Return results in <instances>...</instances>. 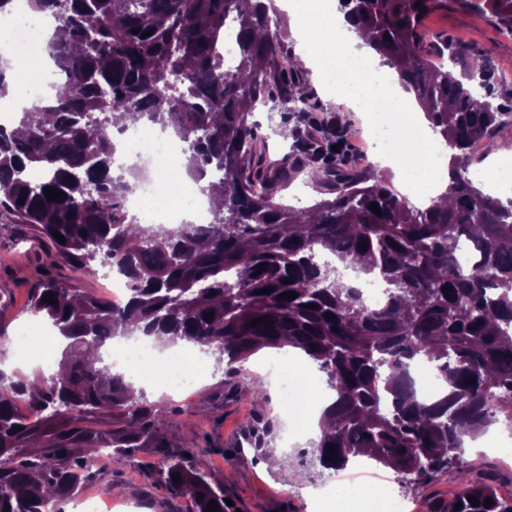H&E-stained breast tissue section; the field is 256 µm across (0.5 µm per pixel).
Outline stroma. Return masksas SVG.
Listing matches in <instances>:
<instances>
[{"label":"stroma","mask_w":512,"mask_h":512,"mask_svg":"<svg viewBox=\"0 0 512 512\" xmlns=\"http://www.w3.org/2000/svg\"><path fill=\"white\" fill-rule=\"evenodd\" d=\"M424 37L430 43L448 39L461 46L463 54L452 65L453 73H461L477 55L490 58L495 69L512 68V35L500 33L479 13L454 10L431 15L425 22ZM308 89L345 124L346 140L365 143L370 127L359 106L337 101L335 93L317 77H309ZM36 267V252L20 243L16 226L8 217H1L0 327L5 335L0 338V361L11 362L14 349L8 338L21 322L32 319L24 306L37 282ZM283 355L280 349H262L246 362L247 376L233 379L212 360L206 380L197 382L189 393L177 396L156 389L146 394L152 402L166 400L172 410L164 431L169 452L182 454L190 465L204 472L219 475L233 471V479L224 485V496L232 501L226 512H301L304 497L328 481L337 487L359 488L369 507L394 496L403 498L408 512H426V497L445 498L462 490L452 470L409 496L401 475L381 465L369 464L362 472L350 466L333 474L314 465L308 440L300 434L305 416L285 418L283 394L276 388L269 390L265 407H257L253 401V382L268 378L264 362ZM259 415L273 420L275 430L269 448L263 450L251 448L243 431L244 423ZM161 461L156 449L141 448L131 457L101 462L96 480L111 484L113 499L124 502L126 512H190L188 497L159 483Z\"/></svg>","instance_id":"1"}]
</instances>
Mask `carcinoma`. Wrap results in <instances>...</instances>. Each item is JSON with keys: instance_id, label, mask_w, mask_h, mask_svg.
I'll list each match as a JSON object with an SVG mask.
<instances>
[{"instance_id": "cac0c4a2", "label": "carcinoma", "mask_w": 512, "mask_h": 512, "mask_svg": "<svg viewBox=\"0 0 512 512\" xmlns=\"http://www.w3.org/2000/svg\"><path fill=\"white\" fill-rule=\"evenodd\" d=\"M242 3L28 0L63 33L49 51L64 80L54 98L20 113L22 132L0 126V213L24 230L22 241L47 246L29 311L66 344L62 371L35 370L32 388L0 370V512H43L76 498L104 448L110 458L163 450L168 489L189 493L193 512H206L211 500L224 512L221 484L165 450L166 402L146 400L102 356L107 340L136 334L198 343L237 375L261 349H300L336 391L323 414L332 430L314 443L321 468L366 457L416 489L457 465L466 490L430 512H512L495 476L474 478L463 467L466 439L499 422L512 430V200L483 192L469 171L512 138V120L488 85L480 94L432 64L435 54L456 61L459 47L421 37L425 19L450 8L483 14L512 34V0H341L448 146V193L425 208L336 158L342 124L307 92L303 71L284 65L287 31L274 0L249 10ZM229 21L230 71L217 52ZM270 102L293 138L276 168L250 122ZM116 112L129 126L146 118L171 127L186 143L189 176L224 189L209 223L132 230L138 220L125 203L140 174L113 168ZM476 141L485 142L479 156L470 151ZM299 172L326 198L309 208L275 202ZM48 187L63 201L49 200ZM467 248L471 263L461 269L456 252ZM321 254L349 265L370 255L364 274L385 284L381 304H366ZM62 265L78 278L97 277L100 266L119 274L129 285L126 306L115 310L73 287L59 278ZM290 291L294 299L279 298ZM49 292L53 304L43 300ZM256 318L271 327L251 325ZM414 362L434 365L448 394L421 400ZM18 398L30 416L15 412Z\"/></svg>"}]
</instances>
